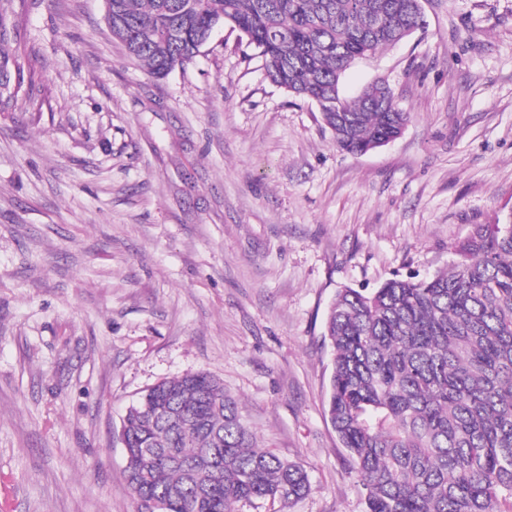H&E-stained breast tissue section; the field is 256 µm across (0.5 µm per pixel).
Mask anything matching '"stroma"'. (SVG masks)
Returning a JSON list of instances; mask_svg holds the SVG:
<instances>
[{"label": "stroma", "mask_w": 512, "mask_h": 512, "mask_svg": "<svg viewBox=\"0 0 512 512\" xmlns=\"http://www.w3.org/2000/svg\"><path fill=\"white\" fill-rule=\"evenodd\" d=\"M425 25L354 63L410 120L364 155L215 31L158 79L104 0H26L0 98V512H135L128 406L205 372L310 492L237 512H366L324 414L339 290L446 270L512 215V0H423Z\"/></svg>", "instance_id": "stroma-1"}]
</instances>
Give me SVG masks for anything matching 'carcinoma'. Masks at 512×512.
<instances>
[{"instance_id":"obj_1","label":"carcinoma","mask_w":512,"mask_h":512,"mask_svg":"<svg viewBox=\"0 0 512 512\" xmlns=\"http://www.w3.org/2000/svg\"><path fill=\"white\" fill-rule=\"evenodd\" d=\"M0 0V97L11 83ZM112 37L157 78L185 66L218 27L259 50L266 76L316 103L342 152L363 155L410 115L376 81L353 99L352 64L423 24L416 0H105ZM431 277L346 288L324 336V410L366 512H512V215L480 224ZM122 444L137 512H236L310 491L306 471L257 445L235 398L206 373L163 380L126 412Z\"/></svg>"}]
</instances>
